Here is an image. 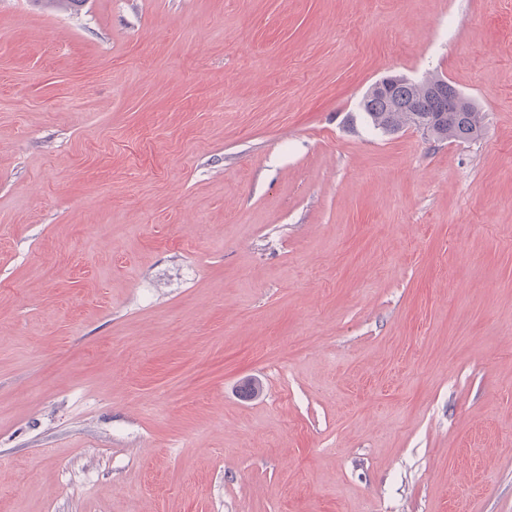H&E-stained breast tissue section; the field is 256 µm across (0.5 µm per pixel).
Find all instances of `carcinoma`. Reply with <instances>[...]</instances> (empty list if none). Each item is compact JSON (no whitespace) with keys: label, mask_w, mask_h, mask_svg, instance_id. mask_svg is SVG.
I'll list each match as a JSON object with an SVG mask.
<instances>
[{"label":"carcinoma","mask_w":512,"mask_h":512,"mask_svg":"<svg viewBox=\"0 0 512 512\" xmlns=\"http://www.w3.org/2000/svg\"><path fill=\"white\" fill-rule=\"evenodd\" d=\"M438 76L415 82L398 81L387 96L366 93L361 108L366 121L382 133L414 128L434 141H462L478 137L482 114L475 105L466 112H440L442 100L433 94Z\"/></svg>","instance_id":"obj_1"}]
</instances>
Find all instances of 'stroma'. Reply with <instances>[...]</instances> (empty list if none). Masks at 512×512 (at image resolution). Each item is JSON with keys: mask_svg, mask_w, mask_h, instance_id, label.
<instances>
[{"mask_svg": "<svg viewBox=\"0 0 512 512\" xmlns=\"http://www.w3.org/2000/svg\"><path fill=\"white\" fill-rule=\"evenodd\" d=\"M0 512H512V0H0ZM397 75L386 77L374 84V90L387 95ZM432 74L416 82L399 80L388 96H378L366 92L361 108L366 121L381 133L389 134L404 128L422 131L434 141H468L475 139L482 126V114L474 104L451 85L447 78ZM439 85L448 89V107L445 111L434 112L442 105V100L433 94ZM469 105L468 112H463Z\"/></svg>", "mask_w": 512, "mask_h": 512, "instance_id": "stroma-1", "label": "stroma"}]
</instances>
